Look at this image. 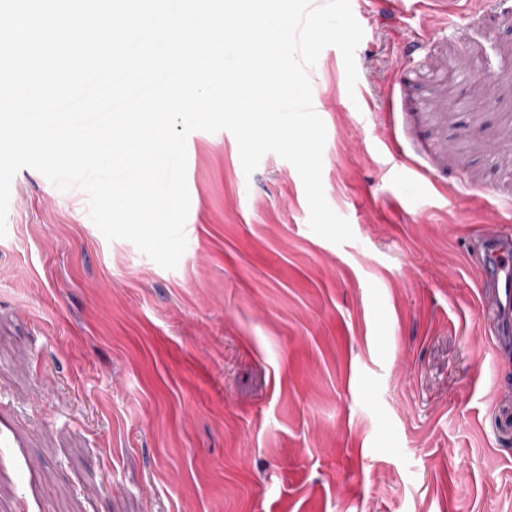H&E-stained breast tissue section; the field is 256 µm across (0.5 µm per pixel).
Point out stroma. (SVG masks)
<instances>
[{"instance_id":"1","label":"stroma","mask_w":512,"mask_h":512,"mask_svg":"<svg viewBox=\"0 0 512 512\" xmlns=\"http://www.w3.org/2000/svg\"><path fill=\"white\" fill-rule=\"evenodd\" d=\"M307 70L322 184L186 141L191 229L166 270L31 168L0 238V512H512V354L470 245L512 237V0H352ZM480 77L493 96L473 90Z\"/></svg>"}]
</instances>
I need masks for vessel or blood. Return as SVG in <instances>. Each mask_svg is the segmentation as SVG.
<instances>
[{
	"label": "vessel or blood",
	"mask_w": 512,
	"mask_h": 512,
	"mask_svg": "<svg viewBox=\"0 0 512 512\" xmlns=\"http://www.w3.org/2000/svg\"><path fill=\"white\" fill-rule=\"evenodd\" d=\"M481 265L492 280L489 300L494 312L496 343L500 351L512 352V238L498 236L479 245Z\"/></svg>",
	"instance_id": "vessel-or-blood-1"
}]
</instances>
